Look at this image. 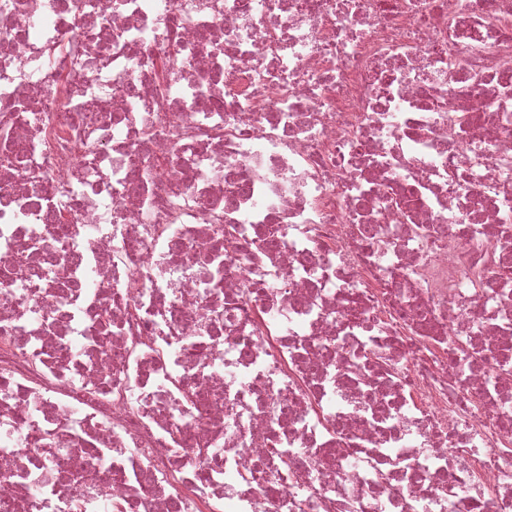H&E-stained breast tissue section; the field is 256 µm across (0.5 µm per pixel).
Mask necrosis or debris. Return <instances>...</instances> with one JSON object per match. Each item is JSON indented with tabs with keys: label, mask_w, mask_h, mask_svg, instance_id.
<instances>
[{
	"label": "necrosis or debris",
	"mask_w": 512,
	"mask_h": 512,
	"mask_svg": "<svg viewBox=\"0 0 512 512\" xmlns=\"http://www.w3.org/2000/svg\"><path fill=\"white\" fill-rule=\"evenodd\" d=\"M0 512H512V0H0Z\"/></svg>",
	"instance_id": "1"
}]
</instances>
